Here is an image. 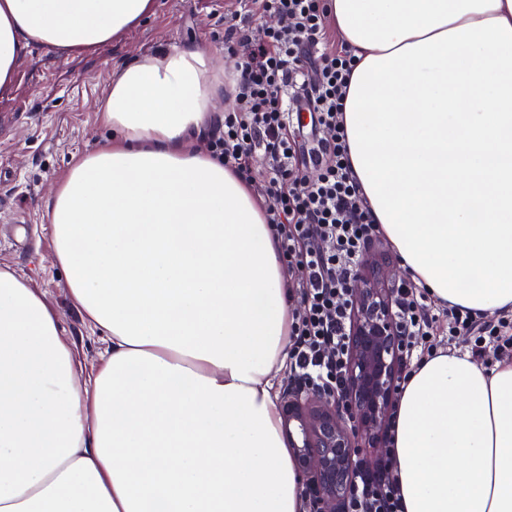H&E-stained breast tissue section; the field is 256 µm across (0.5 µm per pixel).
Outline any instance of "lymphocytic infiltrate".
Masks as SVG:
<instances>
[{"mask_svg": "<svg viewBox=\"0 0 512 512\" xmlns=\"http://www.w3.org/2000/svg\"><path fill=\"white\" fill-rule=\"evenodd\" d=\"M245 14L273 15L277 27L228 28L224 50L237 74L230 89L234 108L225 112L215 152L226 167L255 186L267 223L298 286L292 312L291 367L314 385L340 387L351 325L348 282L380 227L354 176L342 112L356 64L326 26L325 0H244ZM308 88L301 101L289 92ZM311 130L317 149L303 155L298 138ZM316 169V178L302 170ZM406 338L405 360L434 352L435 332L466 335L477 361L512 355V317L490 319L432 303L415 282L401 285L392 307ZM392 455L376 468H360L349 512H403Z\"/></svg>", "mask_w": 512, "mask_h": 512, "instance_id": "1", "label": "lymphocytic infiltrate"}]
</instances>
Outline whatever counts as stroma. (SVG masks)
I'll return each instance as SVG.
<instances>
[{
	"mask_svg": "<svg viewBox=\"0 0 512 512\" xmlns=\"http://www.w3.org/2000/svg\"><path fill=\"white\" fill-rule=\"evenodd\" d=\"M238 6L239 0H156L154 13L136 28L90 52L34 49L0 87V265L44 294L85 366L98 364L106 343L69 298L66 274L51 260L43 200L74 157L111 142L113 131L92 103L107 92L115 67L173 44L204 47L228 66L224 29L237 23Z\"/></svg>",
	"mask_w": 512,
	"mask_h": 512,
	"instance_id": "1",
	"label": "stroma"
}]
</instances>
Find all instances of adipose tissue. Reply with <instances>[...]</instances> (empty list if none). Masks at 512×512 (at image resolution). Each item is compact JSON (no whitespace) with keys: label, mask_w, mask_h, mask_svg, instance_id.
<instances>
[{"label":"adipose tissue","mask_w":512,"mask_h":512,"mask_svg":"<svg viewBox=\"0 0 512 512\" xmlns=\"http://www.w3.org/2000/svg\"><path fill=\"white\" fill-rule=\"evenodd\" d=\"M357 59L354 176L442 304L512 310V0H328ZM155 0H0V87L34 48L81 54ZM211 52L117 67L119 134L43 201L71 301L108 344L84 371L57 312L0 266V512H303L277 378L288 273L250 185L194 140L223 114ZM405 512H512V361L440 353L399 397Z\"/></svg>","instance_id":"1"}]
</instances>
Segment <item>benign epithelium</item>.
Returning a JSON list of instances; mask_svg holds the SVG:
<instances>
[{"label": "benign epithelium", "instance_id": "7a95c632", "mask_svg": "<svg viewBox=\"0 0 512 512\" xmlns=\"http://www.w3.org/2000/svg\"><path fill=\"white\" fill-rule=\"evenodd\" d=\"M349 288L343 387L314 389L295 377L279 400L307 512H348L357 464L384 447L397 403L404 344L392 313L393 289L374 268L356 272Z\"/></svg>", "mask_w": 512, "mask_h": 512}]
</instances>
